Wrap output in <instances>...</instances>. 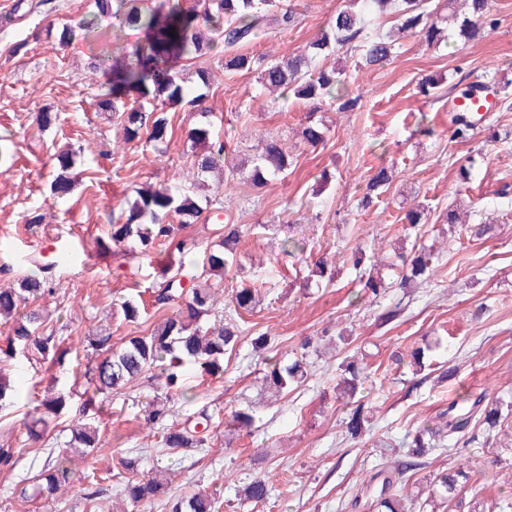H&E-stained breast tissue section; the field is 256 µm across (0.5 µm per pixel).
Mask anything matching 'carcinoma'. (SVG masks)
Masks as SVG:
<instances>
[{
  "label": "carcinoma",
  "instance_id": "1",
  "mask_svg": "<svg viewBox=\"0 0 512 512\" xmlns=\"http://www.w3.org/2000/svg\"><path fill=\"white\" fill-rule=\"evenodd\" d=\"M96 0L101 13H112L121 28L144 33V42L112 61V97L102 106L129 143H162L167 138L168 118L165 108L182 104L195 105L201 96H191L181 78L170 72L165 63L170 59L199 61L218 47L224 51V70L251 72L260 69L261 83L273 90L289 93L299 101L337 107L352 111L360 98L349 90V75L342 68H329L321 60L335 50H350L359 55L363 69H379L399 53L400 46L391 33L368 36L371 23L385 14L393 16L396 30L432 46L442 43L448 23L463 40L475 39L481 31L497 25L490 0H464L467 9L456 7L457 0H446L448 16L436 17L428 0H348L349 5L336 11L320 37L301 50L278 60L263 63L248 53L245 45L266 39L295 25L298 12L282 4V0ZM133 89L138 97L133 104L122 100L124 90ZM454 136L470 137L472 125L463 113L453 115ZM305 144L315 147L329 137V128L316 113L308 112L301 129ZM188 142L198 176L224 173V140L213 135L210 124L202 123L189 130ZM61 173L54 178L51 189L57 197L71 189L70 154L58 155ZM292 161L275 139L264 142L252 161L250 181L261 188L269 181L287 176ZM393 172L380 168L367 182L361 204L372 202V194L388 186ZM202 208L188 191L181 187L146 184L136 197L112 216L107 241L99 242L100 254H112L120 247L130 259L146 256L155 261V279L146 289L148 297L138 294L112 304L111 317L138 326L148 321L149 312L163 317L146 331H136L123 338L120 346L112 345V323L100 324L84 337V372H70L72 348L67 337L60 335L50 315L38 305L45 294L53 293L54 270L71 260L67 254L52 261L43 256L32 260L40 275L26 274L16 283L0 288V320L9 323L8 334L0 341V409L11 404L14 389L3 363L26 361L43 368L47 378L32 384L29 398L35 403L31 426L14 445H0V469L13 470L20 462L21 449L31 445L59 425L65 415L74 413L71 436L55 448L48 449L40 470L20 479L12 495L21 500L55 498L73 484L74 458L84 459L102 447L100 413L111 396L149 371L157 370L165 380V395L145 405L143 419L162 447L176 454L183 448H203L214 425L221 424V414L203 407L177 426L170 424L176 415L173 397L188 400L192 386L186 370L193 369L202 378L224 372V355L235 349L243 333L239 319L251 313L261 302V289L252 284L233 290L234 313L226 318L212 319L216 310L217 291L224 283V274L239 267L236 246L241 237L240 225L232 215L225 214L224 235L209 242L182 235L184 226L195 223ZM200 254L201 263H189L187 257ZM398 287L428 284L434 254L423 244H414L410 252L401 253ZM361 284L373 300L382 299L389 287L373 272H362ZM173 313H168L171 307ZM291 359L267 363L262 385L272 396L287 394L303 386L308 379V344ZM336 394L349 406L346 433L351 440L366 432L367 407L356 398L361 385V369L354 361H343L336 368ZM504 403L484 395L469 401L460 412L456 406L444 413V421L434 427L419 425L408 433V451L404 457L393 458L386 466L381 488L374 494L361 490L367 512H427V508L462 505L463 494L472 476L463 470L445 469L433 475L427 485L425 499L408 500L394 487L393 475L413 477L428 465L427 456L437 450L453 449L473 439L470 431L479 425L493 429L503 423ZM256 421L251 407L234 411L231 425L251 428ZM109 477L123 485L121 503L112 507L99 499L96 490L85 497L87 512H136L152 507L153 500L164 491L172 468L157 463L148 477L138 473L137 459L120 456L113 462ZM271 487L265 478L247 482L239 494V505L264 501ZM167 512H217L215 497L195 493L180 496L167 504Z\"/></svg>",
  "mask_w": 512,
  "mask_h": 512
}]
</instances>
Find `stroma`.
<instances>
[{
    "mask_svg": "<svg viewBox=\"0 0 512 512\" xmlns=\"http://www.w3.org/2000/svg\"><path fill=\"white\" fill-rule=\"evenodd\" d=\"M17 0H0V288L29 270L35 255H49L54 240L32 233L28 211H38L42 224L73 241L83 262L60 272L55 292L42 301L73 349L113 300L132 289L151 285L153 268L114 252L98 256L113 212L133 200L146 183H175L194 188L196 168L186 152V133L207 111L213 134L226 138L225 161L241 165L253 160L264 139L280 141L295 159L286 177L253 187L245 175L220 189L224 206L243 227L237 246L243 268L229 272L218 296V310L232 312L231 294L241 280L253 276L266 294L256 311L245 314L249 331L269 332L272 350H298L301 343L320 345L336 332L349 330L362 351V394L372 410L360 441L345 436L347 410L337 401L332 378L339 355L313 361L305 386L280 401L261 398V358L247 336L224 357L216 377H190L195 397L176 399L180 416L201 407L231 413L253 404L256 428L232 434L217 428L205 448H188L171 459L175 476L159 494L152 512H166L168 497L190 492L216 494L219 512H235L240 486L272 474L274 489L247 512H364L353 499L369 484L383 462L378 445L388 442L405 454L404 437L415 426L435 421L450 402L477 395L512 401V206L493 202L502 183H512V109L488 114L470 140L452 139L449 104L455 83L512 81V0H492L495 28L462 44L427 48L417 38L402 40L399 54L378 70L359 69L356 52L332 53L327 65L344 66L349 88L358 95L357 109L322 110L330 125L328 141L315 148L299 137L309 105L263 91L256 73L224 69V55L214 51L205 66L210 81L201 84L195 69L178 63L184 85L203 94L201 110L168 111L170 134L165 143L123 144L121 132L101 101L107 75L96 60L111 61L125 47L142 41L135 30H118L111 15L98 13L94 0H49L37 8L16 9ZM300 13L293 28L250 44L253 56L278 58L291 54L317 36L344 0H291ZM92 21L91 33L76 32L65 48L52 47L46 28L62 29L79 19ZM435 79L434 95L423 96L420 83ZM40 112L58 115L57 124L42 128ZM427 122L434 133L419 132ZM73 153V187L64 198L52 195L50 184L59 168L57 156ZM472 164L474 180L463 184L462 165ZM394 166L390 185L373 206L358 202L368 180L382 166ZM334 179L324 184L322 172ZM461 198L473 224H488L482 236L460 239L446 232L448 203ZM423 204L428 221L421 235L439 253L428 287L392 288L391 302L400 303L399 321L379 326L380 306L361 292L352 252L362 247L367 261H385L395 250L411 249L401 219ZM306 238L309 258L294 264L280 253L283 238ZM328 257L336 270L333 282L314 277L316 258ZM310 288H301L304 277ZM433 344V366L451 367L448 381L419 380L409 363L395 364L394 355ZM16 404L0 411V428L26 432L24 413L33 382L28 364H13ZM161 378H142L114 395L103 415L104 448L94 455L99 475L113 458L138 457L149 472L163 450L140 426L141 406L163 394ZM471 445L436 451L429 472L479 465L481 472L463 501L461 512L481 506L512 504V427L487 435L474 431Z\"/></svg>",
    "mask_w": 512,
    "mask_h": 512,
    "instance_id": "obj_1",
    "label": "stroma"
}]
</instances>
